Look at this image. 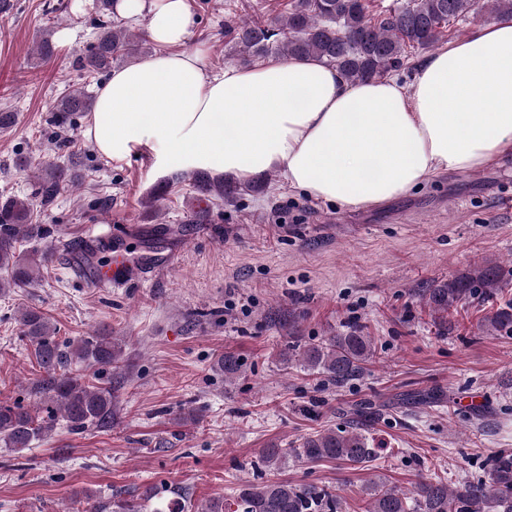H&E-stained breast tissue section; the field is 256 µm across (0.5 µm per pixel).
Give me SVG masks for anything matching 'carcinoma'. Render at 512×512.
Returning a JSON list of instances; mask_svg holds the SVG:
<instances>
[{"mask_svg":"<svg viewBox=\"0 0 512 512\" xmlns=\"http://www.w3.org/2000/svg\"><path fill=\"white\" fill-rule=\"evenodd\" d=\"M485 11L497 19L512 18V0H404L399 6L373 17L366 0H289L288 14L279 25L259 19L246 20L229 30L225 57L244 64L276 53L286 58L316 57L335 66L351 83L382 79L409 64L415 49H429L447 37L454 21L476 17ZM148 39L124 27L104 21L97 24L96 41L78 59L88 76L111 71L112 65L132 63L146 52ZM94 100L83 89L64 96L53 109L47 148L66 146L74 116L93 107ZM199 190L224 197V183L204 172L193 173ZM34 194L0 197V295L35 281L41 271L66 247L54 230L38 223L37 211L45 212L62 187L78 184L71 169L49 163L39 168ZM46 241L39 253L17 251L24 238ZM500 271L493 263L441 281L426 289L422 301L441 325L456 326L454 313L473 299L486 300L499 294ZM22 336L34 349L46 377L41 381L43 406L29 408L19 402L0 404V443L14 451L31 447L35 440L52 434L59 420L72 431L90 425H112V385H90L77 376L56 370L77 360L100 370L119 362L122 342L115 336L95 332L76 340L59 342L56 327L42 311L26 307L19 313ZM479 327L512 334V300L493 308ZM374 337L362 328L322 336L297 353L305 369L331 383L343 384L360 376L376 357ZM224 381L241 375L239 361L224 355L215 363ZM376 412L358 407L349 426L319 431L306 437L294 450L308 463L336 461L359 464L376 457L368 447V422ZM287 453L282 448L261 450V465L278 470ZM365 512H512V454L502 452L490 461L487 472L456 482L438 475L425 476L414 490L405 491L385 482H371L364 490ZM162 508L153 512H183L187 494L174 498L160 491ZM82 512H141L142 506L122 491L108 496L87 492ZM197 512H347L346 501L336 489L318 482L288 483L268 479L244 481L229 498L212 497L197 506Z\"/></svg>","mask_w":512,"mask_h":512,"instance_id":"1","label":"carcinoma"}]
</instances>
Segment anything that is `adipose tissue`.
Returning <instances> with one entry per match:
<instances>
[{
	"label": "adipose tissue",
	"instance_id": "adipose-tissue-1",
	"mask_svg": "<svg viewBox=\"0 0 512 512\" xmlns=\"http://www.w3.org/2000/svg\"><path fill=\"white\" fill-rule=\"evenodd\" d=\"M146 16L159 54L112 73L85 135L106 159L247 180L276 170L291 188L353 209L380 206L448 172L512 151V21L477 26L430 54L413 82H347L315 58L207 71L181 52L188 0H116Z\"/></svg>",
	"mask_w": 512,
	"mask_h": 512
}]
</instances>
